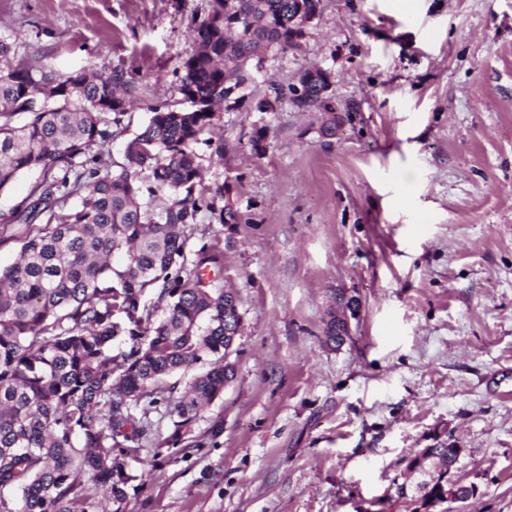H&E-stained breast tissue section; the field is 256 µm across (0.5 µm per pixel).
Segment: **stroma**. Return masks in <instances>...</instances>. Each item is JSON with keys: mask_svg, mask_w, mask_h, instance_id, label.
I'll use <instances>...</instances> for the list:
<instances>
[{"mask_svg": "<svg viewBox=\"0 0 512 512\" xmlns=\"http://www.w3.org/2000/svg\"><path fill=\"white\" fill-rule=\"evenodd\" d=\"M211 0H0L16 57L129 80L127 139L153 108H184L183 63ZM331 71L350 116L270 85ZM193 150L203 183L230 186L245 221L203 217L242 315L236 375L180 438L170 403L123 512H379L404 459L436 433L463 449L481 494L463 512H512V0H322L300 48L270 51ZM269 130L262 155L255 128ZM349 334L327 343L336 298Z\"/></svg>", "mask_w": 512, "mask_h": 512, "instance_id": "1", "label": "stroma"}]
</instances>
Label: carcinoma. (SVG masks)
Segmentation results:
<instances>
[{
    "label": "carcinoma",
    "instance_id": "1",
    "mask_svg": "<svg viewBox=\"0 0 512 512\" xmlns=\"http://www.w3.org/2000/svg\"><path fill=\"white\" fill-rule=\"evenodd\" d=\"M320 4L212 0L184 62L189 108L152 110L119 172L91 150L124 133L123 74L16 64L0 39V192L40 171L29 197L0 217V242L13 224L35 225L0 269V512H87L88 482L120 505L134 480L129 449L145 439L132 408L169 401L164 378L209 363L174 404L176 438L234 379L227 355L242 323L238 294L202 274L223 268L219 244L196 249L190 240L204 213L222 225L242 216L218 205L224 189L196 190L191 145L213 133L215 107L252 79L246 63L257 70L268 49L300 47L299 20L318 16ZM321 90L302 70L288 86L300 112L330 111ZM281 95L270 87L254 110L276 111ZM72 195L81 204L63 208ZM421 458L430 468L452 462L440 445ZM447 490L442 476L429 477L410 496L393 491L387 509L420 512L445 502Z\"/></svg>",
    "mask_w": 512,
    "mask_h": 512
}]
</instances>
